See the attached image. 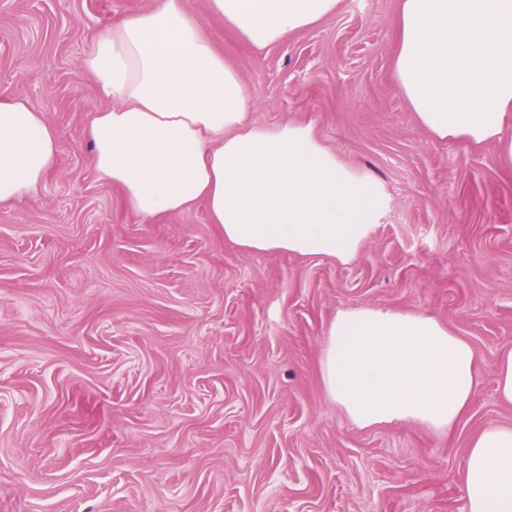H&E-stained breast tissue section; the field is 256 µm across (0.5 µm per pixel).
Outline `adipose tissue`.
Returning a JSON list of instances; mask_svg holds the SVG:
<instances>
[{
  "label": "adipose tissue",
  "instance_id": "1",
  "mask_svg": "<svg viewBox=\"0 0 512 512\" xmlns=\"http://www.w3.org/2000/svg\"><path fill=\"white\" fill-rule=\"evenodd\" d=\"M342 0H209L256 51L335 14ZM108 108L85 131L99 176L144 220L203 203L225 241L249 253L357 260L391 205L313 123L254 124V97L184 0H155L113 20L83 57ZM391 76L418 126L442 140L494 146L512 171V0H400ZM63 146L45 113L0 97V205L35 194ZM319 371L356 427L417 425L450 435L477 382L466 337L433 315L338 309ZM468 512H512V426L469 441Z\"/></svg>",
  "mask_w": 512,
  "mask_h": 512
}]
</instances>
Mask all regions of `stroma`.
Masks as SVG:
<instances>
[{"instance_id":"obj_1","label":"stroma","mask_w":512,"mask_h":512,"mask_svg":"<svg viewBox=\"0 0 512 512\" xmlns=\"http://www.w3.org/2000/svg\"><path fill=\"white\" fill-rule=\"evenodd\" d=\"M250 85L262 125L311 121L386 185L361 258L247 253L203 203L151 221L100 179L83 134L104 108L81 61L152 0H0V96L46 112L58 170L0 206V512H467L472 435L512 425L494 364L512 349V175L495 147L419 128L390 73L398 0L253 50L185 0ZM424 312L472 344L452 435L351 424L324 392L337 309Z\"/></svg>"}]
</instances>
